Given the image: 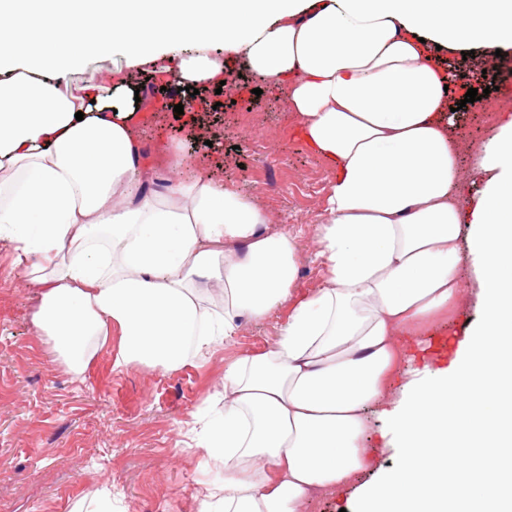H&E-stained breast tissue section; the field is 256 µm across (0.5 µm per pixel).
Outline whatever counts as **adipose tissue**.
Wrapping results in <instances>:
<instances>
[{
  "label": "adipose tissue",
  "mask_w": 512,
  "mask_h": 512,
  "mask_svg": "<svg viewBox=\"0 0 512 512\" xmlns=\"http://www.w3.org/2000/svg\"><path fill=\"white\" fill-rule=\"evenodd\" d=\"M214 42L283 85L335 176L316 228L322 286L270 350L228 365L222 412H197L199 447L224 471L199 512H304L370 469L372 408L397 373L383 417L398 464L350 512L512 503L495 449L512 414L491 383L512 373V115L470 154V201L448 135L452 72L426 56L512 47V0H0V241L38 290L35 330L77 375L113 325L116 368L172 370L291 297L293 237L196 170L172 187L180 206L137 192L147 164L124 77L71 83L104 52L131 69L167 57L181 87L220 79ZM469 277L482 316L451 365L399 357L397 334L446 313Z\"/></svg>",
  "instance_id": "1"
}]
</instances>
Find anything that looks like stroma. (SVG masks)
I'll use <instances>...</instances> for the list:
<instances>
[{
    "label": "stroma",
    "instance_id": "35a3bbf8",
    "mask_svg": "<svg viewBox=\"0 0 512 512\" xmlns=\"http://www.w3.org/2000/svg\"><path fill=\"white\" fill-rule=\"evenodd\" d=\"M455 80L471 82L485 95L456 111L449 129L463 152L487 138L497 119L512 114V48L486 72L482 51L455 55ZM122 71L141 93L139 129L150 162L166 168L170 154L188 166L248 195L265 211L271 226L288 231L298 244L294 298L322 283L316 258L315 228L335 171L314 156L284 103L283 85L260 80L242 59L225 58L224 70L240 77L256 97L232 98L215 83L199 84L207 101L196 116H175L179 97L165 99L158 85L171 74L147 65L127 69L120 56L88 59L71 76L73 85L93 88ZM148 170V177L156 172ZM476 283H468L448 313L420 326L418 336L401 335V353L416 352L424 363L446 367L437 353L440 339L461 345L480 315ZM35 291L9 244H0V512H90L92 492L107 489L111 504L100 512H198L215 471L196 443L193 416L216 400L225 368L235 359L272 348L287 323L292 300L278 304L260 322L241 319L236 332L207 356L174 370L147 366L117 370L109 348H100L81 375H73L34 329ZM385 424L374 420L366 444L373 454L370 472L358 483L312 502L307 512H344L359 485L396 464Z\"/></svg>",
    "mask_w": 512,
    "mask_h": 512
}]
</instances>
